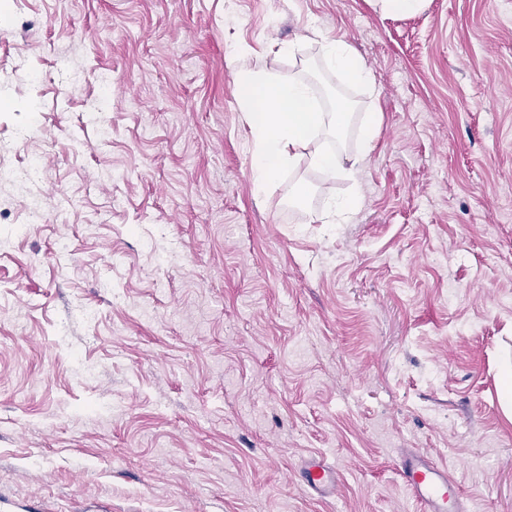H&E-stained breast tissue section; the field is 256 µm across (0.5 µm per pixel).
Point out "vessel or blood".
Returning <instances> with one entry per match:
<instances>
[{"instance_id":"1","label":"vessel or blood","mask_w":512,"mask_h":512,"mask_svg":"<svg viewBox=\"0 0 512 512\" xmlns=\"http://www.w3.org/2000/svg\"><path fill=\"white\" fill-rule=\"evenodd\" d=\"M398 469L404 484L420 502L422 512H463L459 490L427 456L416 451L408 453L402 457ZM301 475L316 494L335 496L337 473L322 460L312 458L306 461Z\"/></svg>"}]
</instances>
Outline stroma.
Wrapping results in <instances>:
<instances>
[{"mask_svg":"<svg viewBox=\"0 0 512 512\" xmlns=\"http://www.w3.org/2000/svg\"><path fill=\"white\" fill-rule=\"evenodd\" d=\"M241 46L349 91L356 123L309 148L352 178L304 154L256 193ZM1 72L0 168L40 155L45 201L23 225L0 183L6 512H421L410 450L466 512H512V0H0ZM311 457L335 497L299 481ZM383 13L415 14L422 10L425 0H375ZM310 29L313 35L321 37L323 56L331 67L337 72L346 74L353 82L368 81L369 74L364 63L347 43L340 40H327L314 26ZM358 205V195L354 193L346 198L334 199L325 215L323 223L326 224H345L348 223L350 216L356 210Z\"/></svg>","mask_w":512,"mask_h":512,"instance_id":"1","label":"stroma"}]
</instances>
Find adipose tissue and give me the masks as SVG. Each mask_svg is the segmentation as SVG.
Here are the masks:
<instances>
[{
  "label": "adipose tissue",
  "instance_id": "1",
  "mask_svg": "<svg viewBox=\"0 0 512 512\" xmlns=\"http://www.w3.org/2000/svg\"><path fill=\"white\" fill-rule=\"evenodd\" d=\"M323 56L336 71L353 82H367L369 74L352 48L340 40H322ZM242 91L243 116L251 128V172L255 188H272L279 172L292 166L300 149L321 137H340L350 126L352 112L339 106L318 111L307 84L281 80L243 67L234 71Z\"/></svg>",
  "mask_w": 512,
  "mask_h": 512
}]
</instances>
